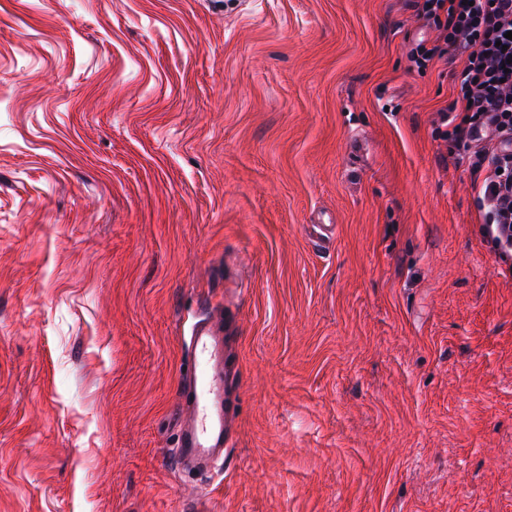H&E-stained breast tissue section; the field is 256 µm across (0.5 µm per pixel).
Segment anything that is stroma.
<instances>
[{
    "mask_svg": "<svg viewBox=\"0 0 512 512\" xmlns=\"http://www.w3.org/2000/svg\"><path fill=\"white\" fill-rule=\"evenodd\" d=\"M410 0H0V512H512V252ZM230 467L174 460L209 307Z\"/></svg>",
    "mask_w": 512,
    "mask_h": 512,
    "instance_id": "35a3bbf8",
    "label": "stroma"
}]
</instances>
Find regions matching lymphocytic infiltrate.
Wrapping results in <instances>:
<instances>
[{
	"mask_svg": "<svg viewBox=\"0 0 512 512\" xmlns=\"http://www.w3.org/2000/svg\"><path fill=\"white\" fill-rule=\"evenodd\" d=\"M419 17L432 21L437 36L412 59L425 66L435 57L460 58V92L442 112L459 141L484 140L492 152H474L472 169H487L479 195L491 224H512V0H413Z\"/></svg>",
	"mask_w": 512,
	"mask_h": 512,
	"instance_id": "obj_1",
	"label": "lymphocytic infiltrate"
}]
</instances>
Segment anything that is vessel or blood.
I'll return each mask as SVG.
<instances>
[{"label":"vessel or blood","mask_w":512,"mask_h":512,"mask_svg":"<svg viewBox=\"0 0 512 512\" xmlns=\"http://www.w3.org/2000/svg\"><path fill=\"white\" fill-rule=\"evenodd\" d=\"M225 345L223 312H213L194 326L189 342L193 367L176 420L179 467L208 470L226 459L235 373L227 363Z\"/></svg>","instance_id":"1"}]
</instances>
